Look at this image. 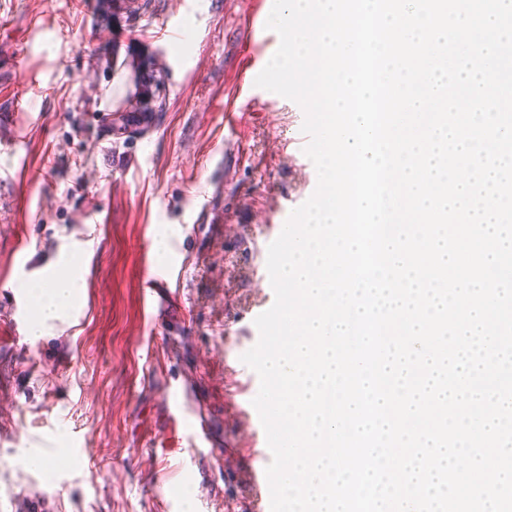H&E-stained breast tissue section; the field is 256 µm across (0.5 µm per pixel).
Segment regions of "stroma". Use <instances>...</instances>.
Returning a JSON list of instances; mask_svg holds the SVG:
<instances>
[{"mask_svg":"<svg viewBox=\"0 0 512 512\" xmlns=\"http://www.w3.org/2000/svg\"><path fill=\"white\" fill-rule=\"evenodd\" d=\"M91 0H0V320L30 279L76 249L73 309L0 356V512H252L260 387L241 357L275 296L266 236L315 191L294 101L247 87L280 38L260 0H139L104 22ZM172 40L154 38L159 22ZM160 74L151 125L101 132L94 53ZM181 244L184 272L143 341L145 246ZM24 253H17L18 240ZM176 385L212 455L173 432ZM47 444L51 471L28 456Z\"/></svg>","mask_w":512,"mask_h":512,"instance_id":"stroma-1","label":"stroma"}]
</instances>
